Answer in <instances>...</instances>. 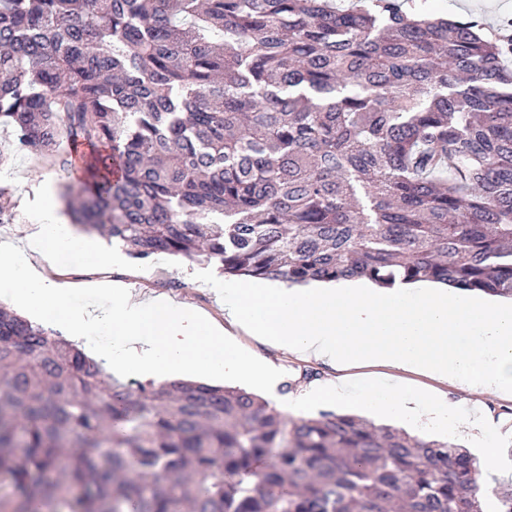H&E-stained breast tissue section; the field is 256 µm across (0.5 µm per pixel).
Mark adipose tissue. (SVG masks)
Instances as JSON below:
<instances>
[{
	"instance_id": "1",
	"label": "adipose tissue",
	"mask_w": 512,
	"mask_h": 512,
	"mask_svg": "<svg viewBox=\"0 0 512 512\" xmlns=\"http://www.w3.org/2000/svg\"><path fill=\"white\" fill-rule=\"evenodd\" d=\"M85 245L54 212L36 243L0 240V301L40 311L52 327L77 340L101 328L111 331L116 342L94 349L107 372L158 382L193 372L244 379L263 387L278 410L297 417L314 405L343 403L357 382L370 411L411 420L421 429L452 433L476 427L484 438L489 427L460 402L430 388H406L397 375L465 381L482 394L512 396V305L401 281L380 289L351 281L325 288L240 281L224 291L225 324L340 372L330 385L284 396L273 363L240 349L224 325L192 306L145 297L119 283H97L98 304L75 308L68 288L56 279L58 260Z\"/></svg>"
}]
</instances>
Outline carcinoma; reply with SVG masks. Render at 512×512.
Segmentation results:
<instances>
[{"label": "carcinoma", "mask_w": 512, "mask_h": 512, "mask_svg": "<svg viewBox=\"0 0 512 512\" xmlns=\"http://www.w3.org/2000/svg\"><path fill=\"white\" fill-rule=\"evenodd\" d=\"M512 37L403 0H0V125L72 222L228 277L512 299ZM512 512L453 442L132 387L0 306V512Z\"/></svg>", "instance_id": "carcinoma-1"}]
</instances>
